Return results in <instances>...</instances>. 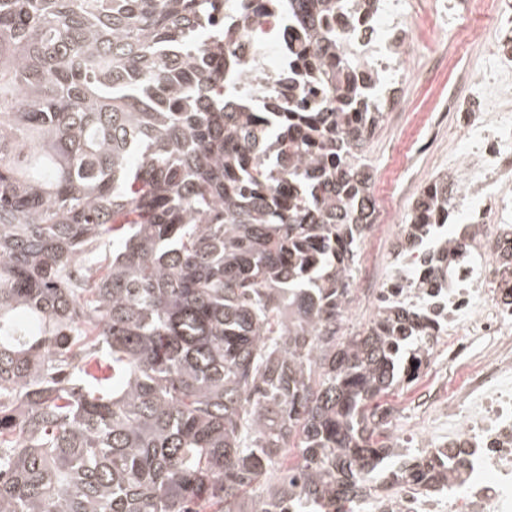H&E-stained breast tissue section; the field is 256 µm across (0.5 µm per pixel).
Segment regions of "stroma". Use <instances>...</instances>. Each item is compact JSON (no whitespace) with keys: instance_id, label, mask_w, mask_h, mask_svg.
I'll list each match as a JSON object with an SVG mask.
<instances>
[{"instance_id":"obj_1","label":"stroma","mask_w":512,"mask_h":512,"mask_svg":"<svg viewBox=\"0 0 512 512\" xmlns=\"http://www.w3.org/2000/svg\"><path fill=\"white\" fill-rule=\"evenodd\" d=\"M416 2L420 48L410 61L414 76L401 88L405 109L382 120L365 149L374 174L381 177L380 205L391 231L407 220L414 201L413 188L447 168L456 156L448 144L447 132L439 130L437 124L420 123V115L429 113L440 121L447 120L443 107L458 78L466 73L489 72L498 66L492 51L494 32L489 28L476 39H461L456 32H448V51L436 56L434 0Z\"/></svg>"}]
</instances>
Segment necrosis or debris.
Listing matches in <instances>:
<instances>
[{"label": "necrosis or debris", "instance_id": "necrosis-or-debris-1", "mask_svg": "<svg viewBox=\"0 0 512 512\" xmlns=\"http://www.w3.org/2000/svg\"><path fill=\"white\" fill-rule=\"evenodd\" d=\"M414 14L412 0H393L385 15L364 2L325 15L322 27L343 57L401 84L419 48ZM485 19L497 33L500 67L475 77L478 93L448 99V140L462 146L448 166V199L464 209V224L448 245V285L406 283V269L420 256L416 224L397 226L385 281L354 285L366 304L384 298L416 309L430 336L424 361L443 356L456 373L447 389L418 394L425 415L416 434L398 446L402 453H447L446 488L435 494L412 484L394 494L380 490L374 512H512V125L494 120L512 100V0H494ZM224 32L237 43V72L258 96L324 101L317 72L294 59L306 36L288 0H229Z\"/></svg>", "mask_w": 512, "mask_h": 512}]
</instances>
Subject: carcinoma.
Masks as SVG:
<instances>
[{"instance_id":"obj_1","label":"carcinoma","mask_w":512,"mask_h":512,"mask_svg":"<svg viewBox=\"0 0 512 512\" xmlns=\"http://www.w3.org/2000/svg\"><path fill=\"white\" fill-rule=\"evenodd\" d=\"M217 2L0 0V512H372L380 479L448 480L381 433L414 309L343 323L379 77L327 61L339 0H289L327 100L245 107ZM416 214L441 288L446 178Z\"/></svg>"}]
</instances>
